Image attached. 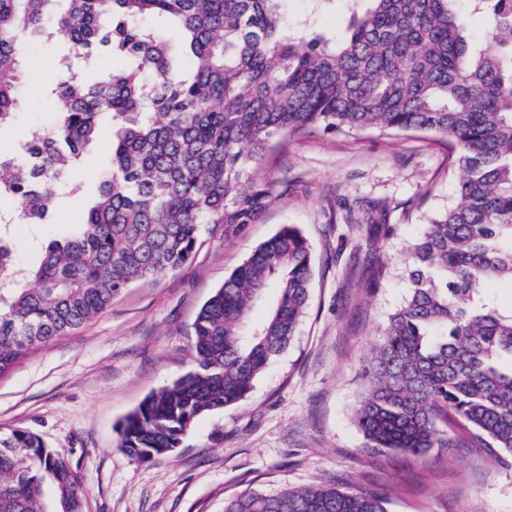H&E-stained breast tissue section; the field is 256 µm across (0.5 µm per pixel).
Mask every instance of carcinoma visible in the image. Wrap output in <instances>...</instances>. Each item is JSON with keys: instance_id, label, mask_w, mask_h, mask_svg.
<instances>
[{"instance_id": "1", "label": "carcinoma", "mask_w": 512, "mask_h": 512, "mask_svg": "<svg viewBox=\"0 0 512 512\" xmlns=\"http://www.w3.org/2000/svg\"><path fill=\"white\" fill-rule=\"evenodd\" d=\"M0 0V130L22 108L20 44H61L47 92L62 105L50 130L0 153V376L102 312L137 280L182 268L203 235L260 220L278 197L257 164L277 142L319 131L427 132L455 157L456 199L407 248L409 293L372 349L354 422L374 451L427 455L453 447L458 421L509 467L512 307L488 290L512 285V0H468L492 46L468 36L458 0H349L334 42L286 31L285 0ZM180 29L191 70L145 25ZM128 65L94 74L92 54ZM112 117V166L69 236L19 267L18 220L46 221L101 117ZM367 285L385 274L380 255ZM312 246L293 226L260 244L200 308L194 366L150 394L122 424L120 448L147 461L181 447L195 420L243 400L291 344L308 306ZM273 303L259 322L252 311ZM54 497L47 498V490ZM0 512H85L69 457L25 429L0 432ZM224 512H387L385 499L312 485L246 490Z\"/></svg>"}]
</instances>
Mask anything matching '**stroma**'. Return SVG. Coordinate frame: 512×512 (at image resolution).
<instances>
[{"label":"stroma","instance_id":"obj_1","mask_svg":"<svg viewBox=\"0 0 512 512\" xmlns=\"http://www.w3.org/2000/svg\"><path fill=\"white\" fill-rule=\"evenodd\" d=\"M25 112L0 132L11 148L27 129L52 128L46 89L61 74L60 48H25ZM111 136L88 153L79 192L52 223L12 228L17 265L41 259L46 241L70 233L94 195L90 174L109 165ZM261 174L279 198L233 238L206 236L177 272L142 280L97 317L40 347L0 377V431L24 428L68 455L85 488L86 512H224L245 489L335 483L381 493L387 512H512V467L491 461L463 425L449 423L447 454L374 453L353 421L380 327L406 298L405 255L422 224L455 199L448 149L425 133L317 132L277 144ZM383 210L389 234L368 237ZM313 246L310 298L294 340L237 405L198 418L181 448L139 462L119 447L120 427L151 393L193 365L191 326L201 306L283 225ZM375 246L388 263L378 288H363L358 257Z\"/></svg>","mask_w":512,"mask_h":512}]
</instances>
